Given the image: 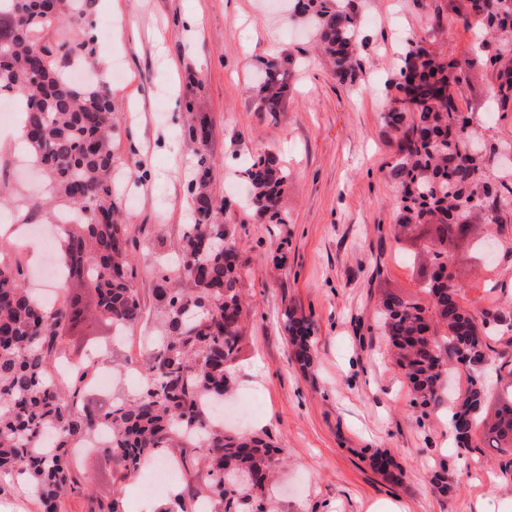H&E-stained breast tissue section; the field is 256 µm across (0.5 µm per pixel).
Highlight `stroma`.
<instances>
[{
	"label": "stroma",
	"mask_w": 512,
	"mask_h": 512,
	"mask_svg": "<svg viewBox=\"0 0 512 512\" xmlns=\"http://www.w3.org/2000/svg\"><path fill=\"white\" fill-rule=\"evenodd\" d=\"M363 43V72L340 80L312 48L304 28L284 21L282 0H89V22L122 24L111 51L88 63L95 83L112 93L115 173L130 238L139 242L133 281L146 309L144 323L113 338L92 314L102 358L113 371L110 394H89L96 408L109 396L132 397L138 382L123 366L143 364L148 338L161 319L152 291L157 259L175 251L193 221L187 177L194 155L183 125L186 112L211 126L209 191L223 204L247 265L238 288L247 314L234 362L235 398L224 422L243 434L267 433L280 448L284 474L276 512H512V472L501 454L469 452L448 430V406L426 409L414 395L376 327L386 294L416 295L427 279L431 245L426 227L396 234V186L390 167L397 134L387 124L389 86L399 76L409 39H424L445 59H469L468 80L456 89L459 106L488 119V135L512 144V105L495 111L496 75L478 48L479 34L456 13L461 0H355ZM201 16L202 31L189 27ZM288 58L290 94L279 112L256 109L257 59ZM274 154L288 179L279 198L281 223L259 221L242 176L253 157ZM18 150H0V227L22 265L37 245L20 240L26 225L55 224L61 206H47L33 171ZM463 286L498 282L487 307L512 312V266H484L449 250ZM315 324V364L299 367L283 328L286 309ZM384 451L402 468L388 481L371 463ZM448 474L447 495L431 488ZM87 493L66 498L62 512H98L121 491L124 512H158L172 492L139 496L147 471L123 477L102 451L80 465Z\"/></svg>",
	"instance_id": "obj_1"
}]
</instances>
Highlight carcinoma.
<instances>
[{
	"mask_svg": "<svg viewBox=\"0 0 512 512\" xmlns=\"http://www.w3.org/2000/svg\"><path fill=\"white\" fill-rule=\"evenodd\" d=\"M74 0H0V97L20 100L26 147L57 197L82 212L62 228L57 243L60 268L69 283L93 286L97 311L112 327L127 328L144 315L133 288L134 242L119 223L112 198L113 103L106 87L78 84L61 67L74 55L91 56L84 10ZM468 13L499 42L512 43V0H466ZM292 18L307 23L319 50L336 75L354 78L358 24L349 5L336 0H294ZM54 23L70 35L47 43L41 33ZM497 71L495 99L512 103V62L501 52L487 57ZM464 60L445 61L417 42L408 43L387 112L398 133V154L390 168L400 197L398 222L433 224L438 240L449 229L480 220L512 222V172H495L509 144L479 139L473 117L461 111L453 86L460 84ZM258 110L278 112L288 95V71L271 58L257 67ZM196 157L187 185L195 224L184 234L182 261L158 268L154 299L162 313L160 333L146 364L147 382L132 399L117 398L99 410L79 405L87 372L64 384L52 377L59 358L61 330L73 325V297L47 304L22 284L23 270L0 242V473L24 477L43 512H61L64 499L87 490L68 463V448L98 428L112 439L104 452L118 460L124 476L147 460L181 445L186 492L162 512H198L207 498L211 512H273L268 479L281 449L259 436L224 432L203 403L224 401L229 362L242 342V309L237 283L243 269L233 233L218 219L209 194L210 161L205 147L210 128L197 118L188 129ZM256 214L280 224L276 199L288 174L275 155L263 153L243 171ZM448 259L433 251L432 274L422 291L426 302L391 295L380 312L383 336L395 352L418 407L441 403L448 368L465 371L469 386L448 405L455 438L465 450L487 447L512 455V381L496 395L495 415L483 414L488 392L478 379L493 338L512 344V315L481 308L468 289L448 285ZM295 360L311 365L313 322L285 310ZM207 463L204 487L195 485L187 455ZM381 470L393 482L402 470L383 453Z\"/></svg>",
	"mask_w": 512,
	"mask_h": 512,
	"instance_id": "cac0c4a2",
	"label": "carcinoma"
}]
</instances>
